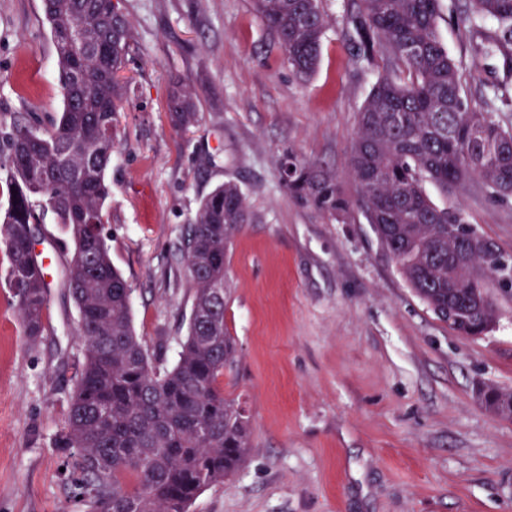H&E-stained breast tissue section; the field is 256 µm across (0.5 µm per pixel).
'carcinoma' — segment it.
Wrapping results in <instances>:
<instances>
[{
  "mask_svg": "<svg viewBox=\"0 0 512 512\" xmlns=\"http://www.w3.org/2000/svg\"><path fill=\"white\" fill-rule=\"evenodd\" d=\"M265 27L305 80L317 70L328 27L323 0H254ZM441 0H359L351 13L358 58L378 69L358 114L347 178L290 152L280 182L302 205L334 222L363 213L396 259L406 282L436 318L473 288L502 287L492 260L453 263L474 233L458 206L426 192L471 180L498 199L512 196V74L488 86L480 102L462 81V62L438 30ZM55 49L63 109L44 124L32 112L0 116V248L23 335L42 336L49 283L34 254L35 226L52 215L67 230L66 286L79 314L80 370L59 445L69 451L68 480L87 512H188L205 487L222 483L249 447L248 420L224 396V368L236 348L225 322L228 249L252 213L242 187L227 180L201 200L176 255L192 282L187 334L171 369L157 368L135 334L131 289L112 266L103 234L112 186L105 172L117 147V114L130 87L120 72L134 47L112 0H42ZM83 25V41L69 34ZM463 37H482L512 56V0H466ZM167 112L188 131L201 112L193 88L174 83Z\"/></svg>",
  "mask_w": 512,
  "mask_h": 512,
  "instance_id": "cac0c4a2",
  "label": "carcinoma"
}]
</instances>
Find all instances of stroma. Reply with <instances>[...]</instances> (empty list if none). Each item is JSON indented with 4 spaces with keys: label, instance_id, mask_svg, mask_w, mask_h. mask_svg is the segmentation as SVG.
<instances>
[{
    "label": "stroma",
    "instance_id": "1",
    "mask_svg": "<svg viewBox=\"0 0 512 512\" xmlns=\"http://www.w3.org/2000/svg\"><path fill=\"white\" fill-rule=\"evenodd\" d=\"M350 4L324 0L330 27L316 73L302 81L252 0H119L135 48L105 172L104 232L131 288L135 333L158 367L174 366L186 336L191 285L175 245L202 197L235 180L255 216L229 248L224 312L237 350L224 394L245 407L250 446L189 512H512V420L474 392L481 382L512 393V296L492 291L488 333L457 335L410 288L361 212L334 223L279 185L286 149L347 174L377 77L357 58ZM464 4L444 0L439 31L477 95L506 65L462 38ZM177 77L196 89L202 112L187 134L165 112ZM62 107L41 0H0V113L46 119ZM427 192L460 206L512 254V199L476 185ZM34 250L49 289L33 344L0 250V512H85L56 446L82 362L62 225L45 218Z\"/></svg>",
    "mask_w": 512,
    "mask_h": 512
}]
</instances>
